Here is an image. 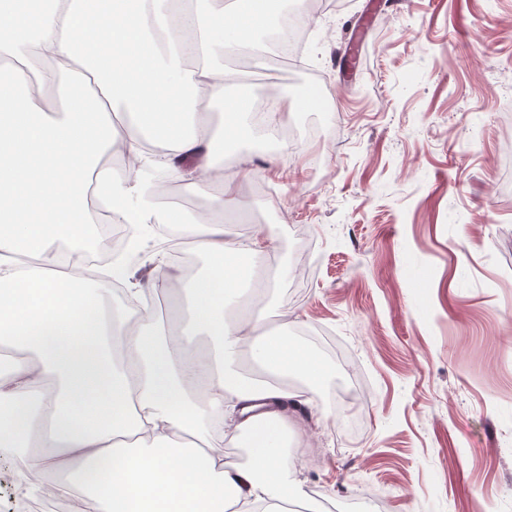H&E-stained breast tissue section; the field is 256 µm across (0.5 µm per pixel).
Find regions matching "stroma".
<instances>
[{"label": "stroma", "mask_w": 512, "mask_h": 512, "mask_svg": "<svg viewBox=\"0 0 512 512\" xmlns=\"http://www.w3.org/2000/svg\"><path fill=\"white\" fill-rule=\"evenodd\" d=\"M253 96L324 81L321 134L230 170L234 238L273 239L256 269L271 331L343 359L303 389L289 448L319 512H512V0H348ZM354 371L368 405L334 400Z\"/></svg>", "instance_id": "35a3bbf8"}]
</instances>
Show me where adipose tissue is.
Segmentation results:
<instances>
[{
  "label": "adipose tissue",
  "mask_w": 512,
  "mask_h": 512,
  "mask_svg": "<svg viewBox=\"0 0 512 512\" xmlns=\"http://www.w3.org/2000/svg\"><path fill=\"white\" fill-rule=\"evenodd\" d=\"M28 0H0V351H15L0 378V447L27 448L29 473L53 496L100 497L104 512H290L300 480L281 455L288 416L299 407L289 380H319L323 367L259 316L227 319L232 299L270 247L256 231L236 242L218 216L240 206L224 173L229 143L247 144L242 118L252 100L229 91L223 58L257 43L282 0H48L30 18ZM34 68L13 66L17 56ZM194 66H187V59ZM64 99L48 106V90ZM222 109L212 127L207 109ZM128 114L125 123L112 114ZM117 156L124 173L103 167ZM167 171L196 190L221 187L214 218L165 210L161 224L184 229L208 267L177 272L189 317L173 325L112 306L103 271L48 272L59 242L89 234L97 199L113 222L137 228L133 251L154 227L148 215L164 188L143 167ZM208 336V358L194 356ZM249 350L261 377L237 366ZM240 418L231 433L248 450L241 466L224 458L226 401Z\"/></svg>",
  "instance_id": "adipose-tissue-1"
}]
</instances>
